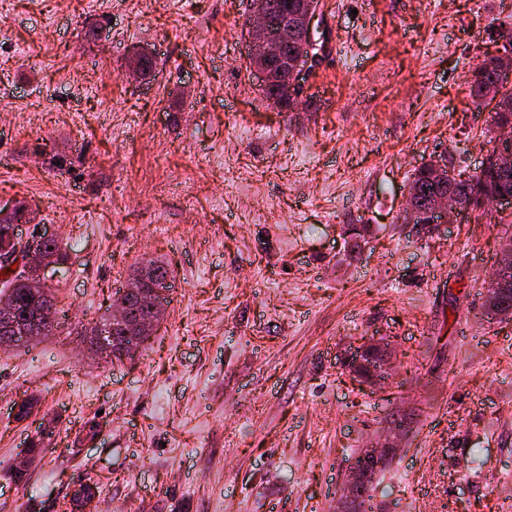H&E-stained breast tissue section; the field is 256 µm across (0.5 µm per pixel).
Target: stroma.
Returning a JSON list of instances; mask_svg holds the SVG:
<instances>
[{"label":"stroma","instance_id":"35a3bbf8","mask_svg":"<svg viewBox=\"0 0 512 512\" xmlns=\"http://www.w3.org/2000/svg\"><path fill=\"white\" fill-rule=\"evenodd\" d=\"M319 5L287 112L250 66V0H0V206L64 244L45 277L68 321L0 350V512H72L88 482L92 512H336L388 437L366 512L512 502V319L486 314L512 205L405 214L434 156L473 176L502 137L470 81L512 0ZM150 259L162 323L96 358L85 324ZM370 341L376 387L348 364ZM393 446L388 442L378 447L366 448L358 457L359 463H355L348 480V495L350 503L359 505L361 495L374 478L377 471L384 467L392 456Z\"/></svg>","mask_w":512,"mask_h":512}]
</instances>
